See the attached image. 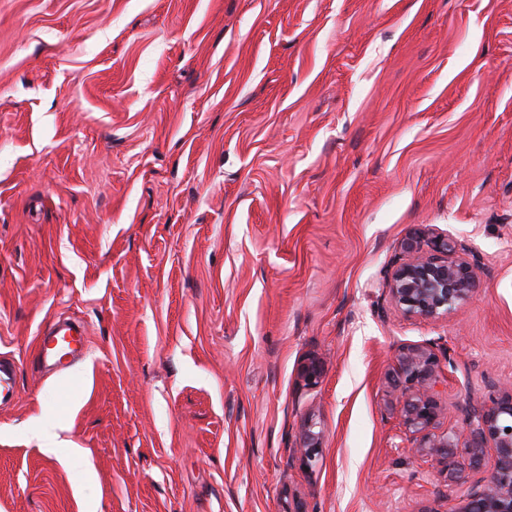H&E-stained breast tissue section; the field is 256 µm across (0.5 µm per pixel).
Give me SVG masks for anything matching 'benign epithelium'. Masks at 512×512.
<instances>
[{"label":"benign epithelium","mask_w":512,"mask_h":512,"mask_svg":"<svg viewBox=\"0 0 512 512\" xmlns=\"http://www.w3.org/2000/svg\"><path fill=\"white\" fill-rule=\"evenodd\" d=\"M473 250L446 234L416 227L400 243V262L387 273L383 288L390 305L409 319L434 321L472 299L478 278L467 254ZM455 367L449 351L438 355L434 344L409 345L395 358L393 381L400 392L397 411L404 441L411 453L441 465L446 480L462 478L455 448L464 442L471 469L480 471L485 451L493 449L489 472L470 482L465 505L458 512H512V389L487 402L466 396L458 410L464 416L465 434L438 431L442 415L437 387L448 368ZM324 362L311 356L297 367V382L313 390L322 382ZM324 432L307 419L301 426L291 460L312 467L323 451Z\"/></svg>","instance_id":"obj_1"}]
</instances>
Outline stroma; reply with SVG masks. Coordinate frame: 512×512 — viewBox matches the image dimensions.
<instances>
[{"instance_id":"1","label":"stroma","mask_w":512,"mask_h":512,"mask_svg":"<svg viewBox=\"0 0 512 512\" xmlns=\"http://www.w3.org/2000/svg\"><path fill=\"white\" fill-rule=\"evenodd\" d=\"M417 224L475 252L436 321L382 291ZM428 342L463 432L512 384V0H0V512H459L391 409ZM87 333L82 326L69 320H59L43 331L39 340V357L42 363L61 371L66 368L64 360L70 355L82 354L87 348ZM64 337L66 354L59 350L57 341ZM324 362L311 356L301 361L297 367V382L302 390H313L322 382L324 375ZM312 419H307L301 426L298 442L291 455V461H297L304 468H311L323 451L324 432Z\"/></svg>"}]
</instances>
